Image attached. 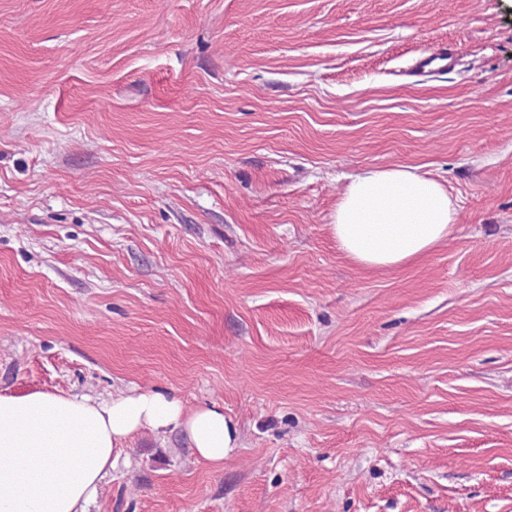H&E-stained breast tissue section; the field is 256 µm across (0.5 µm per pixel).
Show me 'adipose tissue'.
Returning a JSON list of instances; mask_svg holds the SVG:
<instances>
[{"mask_svg": "<svg viewBox=\"0 0 512 512\" xmlns=\"http://www.w3.org/2000/svg\"><path fill=\"white\" fill-rule=\"evenodd\" d=\"M456 216L440 181L399 166L353 178L332 230L352 261L395 268L447 239ZM143 431L182 432L196 455L215 465L239 440L222 408H186L170 390L109 398L0 394V512H89L103 481L125 461L127 442Z\"/></svg>", "mask_w": 512, "mask_h": 512, "instance_id": "adipose-tissue-1", "label": "adipose tissue"}]
</instances>
